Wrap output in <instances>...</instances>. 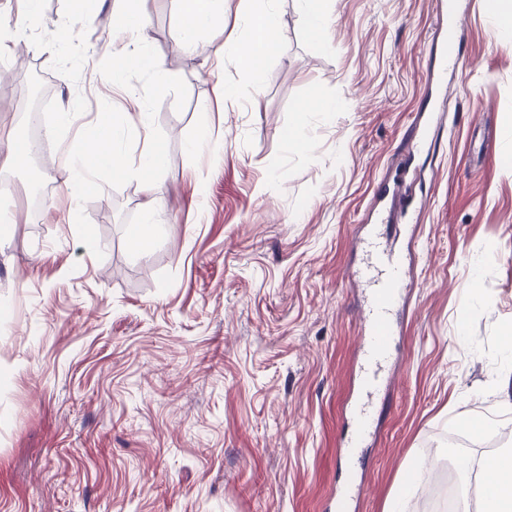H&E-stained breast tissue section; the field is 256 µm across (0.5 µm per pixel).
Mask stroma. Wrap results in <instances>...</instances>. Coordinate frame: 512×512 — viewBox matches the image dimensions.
Returning <instances> with one entry per match:
<instances>
[{
  "mask_svg": "<svg viewBox=\"0 0 512 512\" xmlns=\"http://www.w3.org/2000/svg\"><path fill=\"white\" fill-rule=\"evenodd\" d=\"M119 0H42L30 39L0 41V158L10 134L41 156L4 168L0 209V512H392L408 469L477 479L512 448V34L467 0L462 64L439 99L430 152L409 157L435 61V0H324V46L299 0H273L281 47L253 82L234 44L258 0H224L195 53L177 44V0H150L142 52L166 76L131 78L164 145L156 236L131 248L148 197L138 179L64 184L66 151L106 99L107 14ZM226 44L223 62L211 55ZM25 60L24 67L13 64ZM235 86L220 100L219 85ZM331 111H320L321 102ZM72 113L62 124V113ZM209 125V148L188 142ZM298 127L305 152L282 133ZM410 166L427 198L403 239L409 287L394 314V382L355 466L339 450L356 392L361 239L399 201L382 183ZM49 187L24 204L31 171ZM79 223H68L69 212ZM92 237H85L84 228ZM494 417L479 435L463 412ZM471 462L469 476L456 468ZM401 494V493H400Z\"/></svg>",
  "mask_w": 512,
  "mask_h": 512,
  "instance_id": "1",
  "label": "stroma"
}]
</instances>
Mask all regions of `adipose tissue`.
<instances>
[{"instance_id": "ef3b65f1", "label": "adipose tissue", "mask_w": 512, "mask_h": 512, "mask_svg": "<svg viewBox=\"0 0 512 512\" xmlns=\"http://www.w3.org/2000/svg\"><path fill=\"white\" fill-rule=\"evenodd\" d=\"M179 17L177 42L183 51H194L200 32L222 24L223 0H180ZM147 18V0H125L123 7L111 10L108 16L112 36L104 51L110 59L112 83L130 96L135 93L130 82L132 74L144 71L158 77L163 74L160 60L129 50L130 44L147 41ZM280 40V24L273 10L251 15L249 38L238 44L237 59L252 77H259L262 61L278 52ZM133 129L144 132L150 129L142 103H135L133 114L120 122L112 113H97L94 124L75 144L64 167V182L73 194L98 193L101 185L96 175L100 171L116 175L132 172L139 175L152 202L161 201L162 188L157 176L164 168V147L158 140H150L138 163L130 164L125 138ZM484 471L481 512H512V452L506 450L488 458Z\"/></svg>"}]
</instances>
